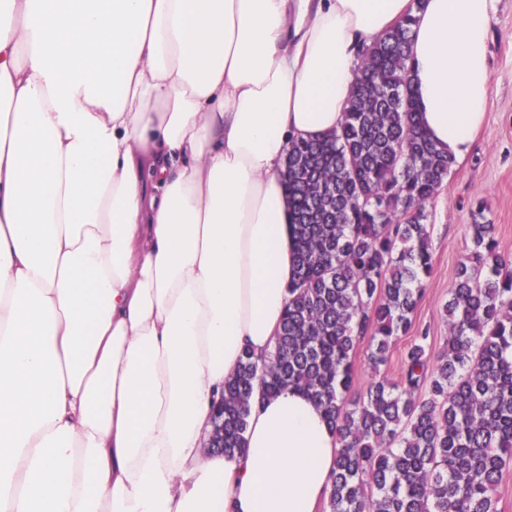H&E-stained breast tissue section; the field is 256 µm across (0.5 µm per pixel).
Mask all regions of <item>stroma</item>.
I'll use <instances>...</instances> for the list:
<instances>
[{
  "label": "stroma",
  "instance_id": "35a3bbf8",
  "mask_svg": "<svg viewBox=\"0 0 512 512\" xmlns=\"http://www.w3.org/2000/svg\"><path fill=\"white\" fill-rule=\"evenodd\" d=\"M491 105L474 148L456 162L446 183L426 207L432 226L433 273L423 282V296L408 335L390 350L386 365L373 370L361 341L352 357V395L364 393L377 376L400 379L402 355L412 337L428 333L434 346L448 335L444 306L455 280L460 254L468 244L467 229L475 218L497 225L501 251L512 257V0H498L489 46Z\"/></svg>",
  "mask_w": 512,
  "mask_h": 512
}]
</instances>
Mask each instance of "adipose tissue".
<instances>
[{"label":"adipose tissue","mask_w":512,"mask_h":512,"mask_svg":"<svg viewBox=\"0 0 512 512\" xmlns=\"http://www.w3.org/2000/svg\"><path fill=\"white\" fill-rule=\"evenodd\" d=\"M496 2L0 0V512H318L339 444L305 394L205 448L296 274L288 147L410 16L420 125L464 159Z\"/></svg>","instance_id":"1"}]
</instances>
